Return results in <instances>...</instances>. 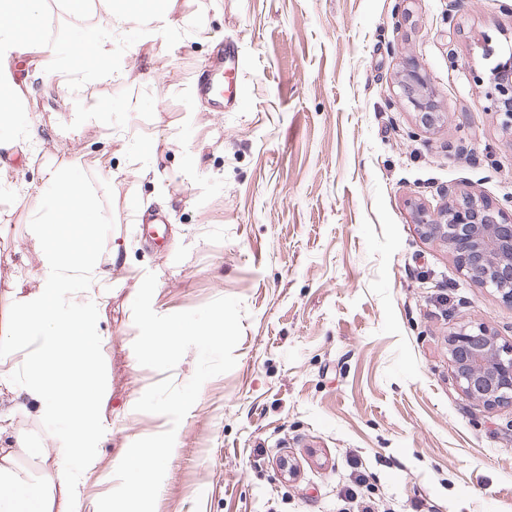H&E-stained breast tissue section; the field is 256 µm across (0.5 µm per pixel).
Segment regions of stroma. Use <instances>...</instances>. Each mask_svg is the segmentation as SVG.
Returning a JSON list of instances; mask_svg holds the SVG:
<instances>
[{"label": "stroma", "mask_w": 512, "mask_h": 512, "mask_svg": "<svg viewBox=\"0 0 512 512\" xmlns=\"http://www.w3.org/2000/svg\"><path fill=\"white\" fill-rule=\"evenodd\" d=\"M176 12L177 37L130 33L96 77L31 80L13 116L28 140L0 148V325L15 277L39 271L28 230L50 162L107 217L88 248L122 253L100 323L103 470L127 439L170 426L134 409L163 378L132 349L135 281L155 274L160 315L243 303L236 365L178 426L155 512H512V405L468 400L448 360L450 333L473 323L512 345V305L415 222L416 205L440 208L452 189L512 199V130L481 82L512 53V0H177ZM227 40L229 112L194 88ZM411 58L435 93L429 128L393 86ZM87 110L97 126L73 134ZM143 207L167 220L153 244Z\"/></svg>", "instance_id": "obj_1"}]
</instances>
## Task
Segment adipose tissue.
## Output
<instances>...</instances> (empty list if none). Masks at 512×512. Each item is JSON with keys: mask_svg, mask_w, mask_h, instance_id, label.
I'll return each instance as SVG.
<instances>
[{"mask_svg": "<svg viewBox=\"0 0 512 512\" xmlns=\"http://www.w3.org/2000/svg\"><path fill=\"white\" fill-rule=\"evenodd\" d=\"M43 4L0 0V125L26 104L8 69L13 56L29 55L37 74L56 69L93 77L97 61L111 58L113 41L136 31L148 42L179 27L176 0H99L108 24L103 37L91 23L89 0H60L65 29L84 37L58 59L45 52ZM42 174L41 192L51 204L37 212L29 232L39 274L16 282L13 319L0 327V386L65 428L44 432L34 444L15 430L16 407L0 409V437L10 441L0 448V512H82L83 489L97 474V448L109 432L100 362L109 339L97 327L119 252L102 257L78 247L77 237L94 235L105 221L99 202L67 169L48 164Z\"/></svg>", "mask_w": 512, "mask_h": 512, "instance_id": "1", "label": "adipose tissue"}]
</instances>
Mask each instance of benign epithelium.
<instances>
[{
	"label": "benign epithelium",
	"instance_id": "1",
	"mask_svg": "<svg viewBox=\"0 0 512 512\" xmlns=\"http://www.w3.org/2000/svg\"><path fill=\"white\" fill-rule=\"evenodd\" d=\"M400 97L420 114L425 126L437 119L436 104L426 73L409 59L397 78ZM485 109L512 129V80L488 77ZM422 233L453 254L458 269L483 288H491L512 303V214L475 194L452 197L439 213L416 208ZM448 353L464 396L495 405L512 400V346L497 344L483 323L464 328L448 339Z\"/></svg>",
	"mask_w": 512,
	"mask_h": 512
}]
</instances>
